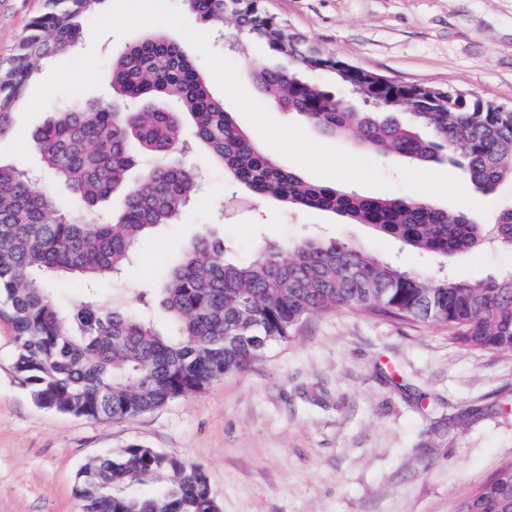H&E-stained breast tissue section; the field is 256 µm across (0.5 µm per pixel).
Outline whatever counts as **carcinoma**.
<instances>
[{"mask_svg":"<svg viewBox=\"0 0 512 512\" xmlns=\"http://www.w3.org/2000/svg\"><path fill=\"white\" fill-rule=\"evenodd\" d=\"M105 2L46 0L32 17L15 53L0 65V138L11 132L12 110L37 61L76 47L85 19ZM183 2L207 26L231 18L234 30L226 39L239 50L253 35L262 39L272 62L254 73L258 92L324 134L352 133L376 153L424 164L446 156L486 193L512 180L511 107L457 90L381 85L296 38L264 0ZM299 67L332 74L363 107L301 78ZM109 79L112 103L54 112L31 134L44 169L70 191L73 206L0 162V313L15 332L13 369L39 405L91 419L144 414L246 371L304 319L342 306L446 325L467 348L512 351V270L469 282L409 272L325 240L259 246L238 262L226 258L223 241L201 232L161 285L138 296L169 313V333L123 302L102 303L91 290L77 308L60 304L49 288L53 277L94 285L122 275L135 262L141 238L173 223L193 200L195 173L163 162L187 147V118L195 143L229 180L257 196L373 224L419 252L447 259L488 243L512 246V207L481 222L467 209L448 212L411 197H364L302 181L239 126L188 56L161 34L130 45L112 62ZM145 155L161 162L141 169L132 184L129 173ZM114 193L122 195L120 208L91 223L97 204ZM252 323L264 348L224 341ZM148 484L157 490L137 492ZM74 490L83 512H218L202 465L138 445L85 466ZM457 512H512V474L482 484Z\"/></svg>","mask_w":512,"mask_h":512,"instance_id":"carcinoma-1","label":"carcinoma"}]
</instances>
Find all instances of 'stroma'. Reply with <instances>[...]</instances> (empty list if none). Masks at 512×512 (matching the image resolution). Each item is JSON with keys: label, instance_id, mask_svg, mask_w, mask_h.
<instances>
[{"label": "stroma", "instance_id": "stroma-1", "mask_svg": "<svg viewBox=\"0 0 512 512\" xmlns=\"http://www.w3.org/2000/svg\"><path fill=\"white\" fill-rule=\"evenodd\" d=\"M44 0H0L8 59ZM304 42L401 83L512 106V0H267ZM180 162L202 184L181 218L143 239L99 287L103 302L162 280L203 230L232 258L258 244L333 240L406 270L480 281L512 270V248L425 256L369 224L291 208L228 182L200 146ZM0 317V512H82L77 471L132 444L206 469L219 512H457L512 465V351L470 350L447 327L336 308L304 320L247 372L125 420L37 405L13 369Z\"/></svg>", "mask_w": 512, "mask_h": 512}]
</instances>
